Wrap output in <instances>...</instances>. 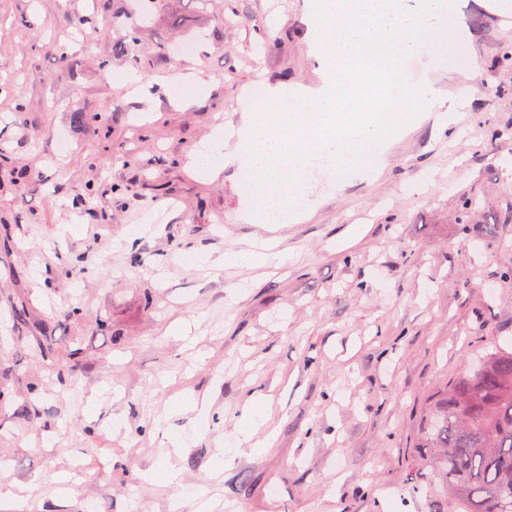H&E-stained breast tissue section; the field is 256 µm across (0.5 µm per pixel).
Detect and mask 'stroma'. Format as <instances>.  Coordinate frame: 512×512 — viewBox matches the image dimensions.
Returning a JSON list of instances; mask_svg holds the SVG:
<instances>
[{
  "label": "stroma",
  "instance_id": "obj_1",
  "mask_svg": "<svg viewBox=\"0 0 512 512\" xmlns=\"http://www.w3.org/2000/svg\"><path fill=\"white\" fill-rule=\"evenodd\" d=\"M499 2L459 0L447 32L468 31V63L401 64L471 98L378 173L320 160L287 178L309 209L271 229L245 217L263 197L243 165L208 179L193 159L216 128L249 131L257 83L320 84L306 0H157L137 33L145 0H0V484L34 489L0 512H389L394 495L425 512L429 396L512 336V224L490 247L454 222L475 191L492 223L512 184ZM177 74L191 102L165 92ZM269 238L286 265L216 267ZM46 347L79 349L75 375ZM250 410L275 441L238 453Z\"/></svg>",
  "mask_w": 512,
  "mask_h": 512
}]
</instances>
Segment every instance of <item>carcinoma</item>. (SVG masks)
<instances>
[{
	"mask_svg": "<svg viewBox=\"0 0 512 512\" xmlns=\"http://www.w3.org/2000/svg\"><path fill=\"white\" fill-rule=\"evenodd\" d=\"M481 199L462 196L455 223L473 232ZM415 464L434 491L428 512H512V345L494 344L471 373L436 389Z\"/></svg>",
	"mask_w": 512,
	"mask_h": 512,
	"instance_id": "carcinoma-1",
	"label": "carcinoma"
}]
</instances>
